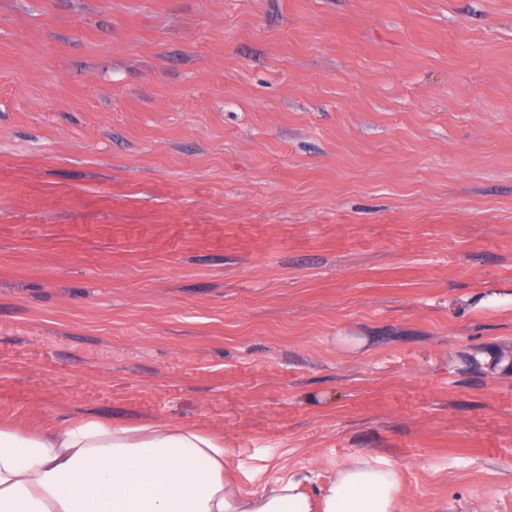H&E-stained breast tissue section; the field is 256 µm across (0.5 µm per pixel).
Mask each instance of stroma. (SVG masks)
Masks as SVG:
<instances>
[{"instance_id":"obj_1","label":"stroma","mask_w":512,"mask_h":512,"mask_svg":"<svg viewBox=\"0 0 512 512\" xmlns=\"http://www.w3.org/2000/svg\"><path fill=\"white\" fill-rule=\"evenodd\" d=\"M76 414L512 512V0H0V423Z\"/></svg>"}]
</instances>
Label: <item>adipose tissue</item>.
<instances>
[{
  "mask_svg": "<svg viewBox=\"0 0 512 512\" xmlns=\"http://www.w3.org/2000/svg\"><path fill=\"white\" fill-rule=\"evenodd\" d=\"M228 456L218 437L165 421L0 425V512H403L384 463L344 464L315 502L286 475L242 493Z\"/></svg>",
  "mask_w": 512,
  "mask_h": 512,
  "instance_id": "ef3b65f1",
  "label": "adipose tissue"
}]
</instances>
